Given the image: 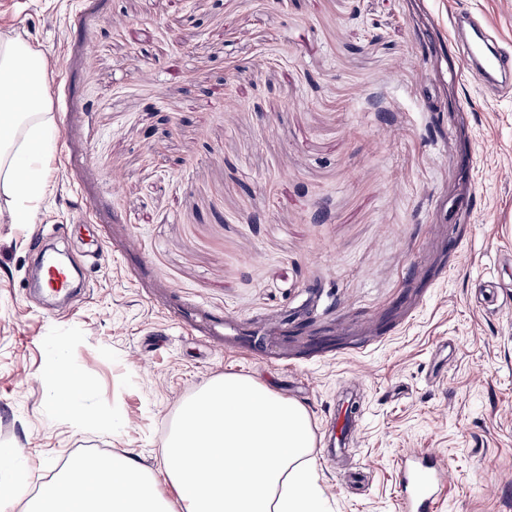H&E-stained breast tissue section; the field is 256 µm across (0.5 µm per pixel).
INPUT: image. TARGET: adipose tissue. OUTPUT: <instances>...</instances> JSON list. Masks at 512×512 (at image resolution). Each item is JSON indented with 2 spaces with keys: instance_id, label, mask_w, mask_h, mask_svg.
<instances>
[{
  "instance_id": "adipose-tissue-1",
  "label": "adipose tissue",
  "mask_w": 512,
  "mask_h": 512,
  "mask_svg": "<svg viewBox=\"0 0 512 512\" xmlns=\"http://www.w3.org/2000/svg\"><path fill=\"white\" fill-rule=\"evenodd\" d=\"M45 59L22 37L0 39V193L16 224L30 221L29 202L44 185L38 163L55 127L49 116ZM67 420H91L79 402L87 384L65 360L48 375ZM308 414L267 387L228 375L183 407L164 448L161 472L137 455L103 461L71 456L60 475L41 486L30 512H321L308 451ZM177 491L168 499L163 485Z\"/></svg>"
}]
</instances>
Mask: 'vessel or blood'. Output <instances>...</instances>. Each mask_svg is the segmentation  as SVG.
<instances>
[{"label": "vessel or blood", "instance_id": "b4317fda", "mask_svg": "<svg viewBox=\"0 0 512 512\" xmlns=\"http://www.w3.org/2000/svg\"><path fill=\"white\" fill-rule=\"evenodd\" d=\"M450 25L451 39L459 42L469 66L485 82L512 79V54L491 36L486 23L468 14H458L451 17ZM448 475L446 464L432 449L416 448L406 453L398 468L404 512H436Z\"/></svg>", "mask_w": 512, "mask_h": 512}]
</instances>
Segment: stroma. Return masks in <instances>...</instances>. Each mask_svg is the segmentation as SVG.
Wrapping results in <instances>:
<instances>
[{
    "label": "stroma",
    "instance_id": "35a3bbf8",
    "mask_svg": "<svg viewBox=\"0 0 512 512\" xmlns=\"http://www.w3.org/2000/svg\"><path fill=\"white\" fill-rule=\"evenodd\" d=\"M456 13L512 50V0H0L55 123L31 223L0 197V448L29 492L75 454L161 470L238 375L306 408L325 512H400L414 448L451 472L438 512H512V85L468 69ZM39 229L82 275L61 306L30 291ZM490 278L508 306L476 302ZM60 350L111 434L62 420ZM352 386L359 492L323 458Z\"/></svg>",
    "mask_w": 512,
    "mask_h": 512
}]
</instances>
